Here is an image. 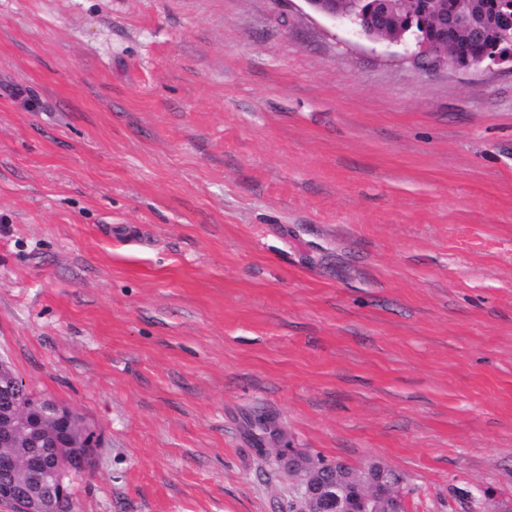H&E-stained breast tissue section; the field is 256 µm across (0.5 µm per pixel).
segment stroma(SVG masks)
Returning <instances> with one entry per match:
<instances>
[{"instance_id":"obj_1","label":"stroma","mask_w":512,"mask_h":512,"mask_svg":"<svg viewBox=\"0 0 512 512\" xmlns=\"http://www.w3.org/2000/svg\"><path fill=\"white\" fill-rule=\"evenodd\" d=\"M0 357L99 441L78 512H288L271 417L512 508V67L305 0H0Z\"/></svg>"}]
</instances>
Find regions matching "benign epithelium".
I'll return each instance as SVG.
<instances>
[{"mask_svg": "<svg viewBox=\"0 0 512 512\" xmlns=\"http://www.w3.org/2000/svg\"><path fill=\"white\" fill-rule=\"evenodd\" d=\"M316 13L333 21L355 25V31L369 41L386 40L400 45L413 37L411 55L429 69L448 64L468 69L484 62L512 63V3L488 0L489 16L481 17L470 0H457L448 7L446 0H356L366 8L353 18L346 0H304ZM483 44L487 52L473 55L469 45ZM20 381L11 366L0 360V394L10 401L0 409V508L7 512H74L68 477L93 467L97 451L94 431L70 408L47 400L29 390L16 395ZM48 448L67 449L56 456L54 468L43 470L38 461L27 466L39 471L36 480L23 486L11 476L18 458L3 451L32 434ZM277 456L281 468L300 477L297 512H343L339 497L328 486L329 466L314 462L280 444ZM391 500L387 512H404L403 499L392 487L366 491L361 497L362 512H377L374 496L378 492Z\"/></svg>", "mask_w": 512, "mask_h": 512, "instance_id": "1", "label": "benign epithelium"}]
</instances>
